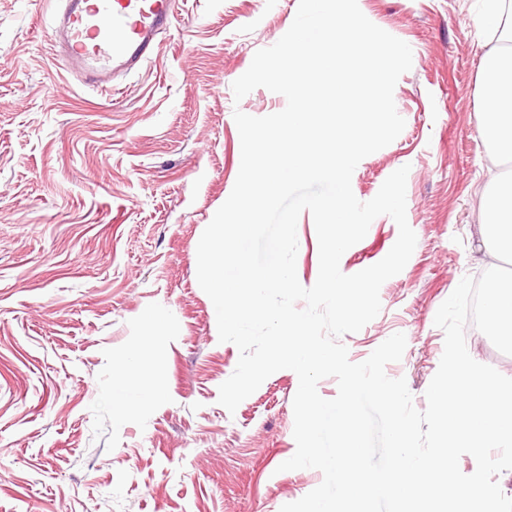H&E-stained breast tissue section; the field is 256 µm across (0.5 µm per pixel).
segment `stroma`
<instances>
[{
    "label": "stroma",
    "instance_id": "obj_1",
    "mask_svg": "<svg viewBox=\"0 0 512 512\" xmlns=\"http://www.w3.org/2000/svg\"><path fill=\"white\" fill-rule=\"evenodd\" d=\"M299 0H176L153 60L85 85L54 59L61 0H0V512H280L316 488V469L280 471L296 451L295 372L268 377L235 412L218 402L239 350L218 340L197 281V246L241 163L235 111L262 117L284 96L232 84L291 26ZM406 42L394 89L405 127L351 179L371 200L402 166L415 250L380 289L381 311L344 335L361 362L406 337L389 377L418 410L444 350L434 324L463 277L486 269L476 226L489 178L478 72L483 0H358ZM398 237L386 215L340 260L381 261ZM299 282L313 286V217L297 223ZM152 311L155 322L144 314ZM150 342L163 392L124 423L113 370Z\"/></svg>",
    "mask_w": 512,
    "mask_h": 512
}]
</instances>
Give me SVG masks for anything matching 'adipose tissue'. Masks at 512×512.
Segmentation results:
<instances>
[{"label": "adipose tissue", "instance_id": "obj_1", "mask_svg": "<svg viewBox=\"0 0 512 512\" xmlns=\"http://www.w3.org/2000/svg\"><path fill=\"white\" fill-rule=\"evenodd\" d=\"M505 0H485L484 28L493 33V44L485 51L479 72L481 88L480 128L489 145L488 170L512 160V12ZM482 257L490 261L512 258V177L494 178L486 195L478 226ZM484 318L489 329L512 343V276H494L484 289ZM141 353H134L115 369L113 408L118 419L133 409L131 393L158 399L154 387L144 383Z\"/></svg>", "mask_w": 512, "mask_h": 512}]
</instances>
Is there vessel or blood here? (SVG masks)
<instances>
[{"mask_svg":"<svg viewBox=\"0 0 512 512\" xmlns=\"http://www.w3.org/2000/svg\"><path fill=\"white\" fill-rule=\"evenodd\" d=\"M176 0H68L54 52L72 74L97 82L149 63L159 35L173 28Z\"/></svg>","mask_w":512,"mask_h":512,"instance_id":"vessel-or-blood-1","label":"vessel or blood"}]
</instances>
